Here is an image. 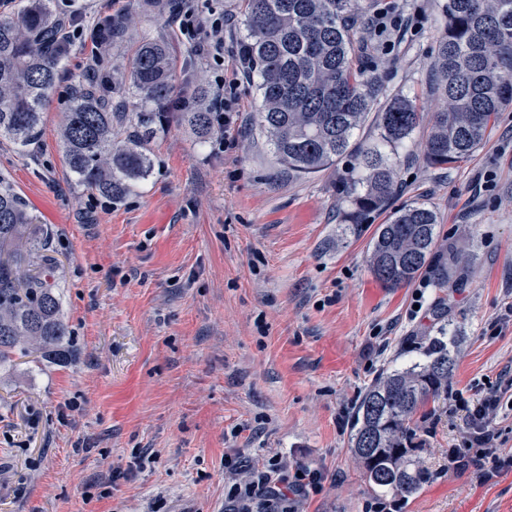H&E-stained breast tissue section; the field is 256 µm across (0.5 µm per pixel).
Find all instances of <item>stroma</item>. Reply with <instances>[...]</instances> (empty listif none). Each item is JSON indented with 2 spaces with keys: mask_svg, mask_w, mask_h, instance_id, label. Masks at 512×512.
<instances>
[{
  "mask_svg": "<svg viewBox=\"0 0 512 512\" xmlns=\"http://www.w3.org/2000/svg\"><path fill=\"white\" fill-rule=\"evenodd\" d=\"M175 0H56L83 28L61 63L28 149L0 140V176L26 202L53 262L73 357L0 368V512H226L229 487L254 467L320 471L296 512H365L376 495L351 451V421L382 373L424 361L428 337L455 341L447 394L416 414L429 471L398 512H512V468L491 481L448 467L469 434L465 405L499 389L494 424L512 457V107L486 143L452 169L427 165L417 129L398 169L392 209L346 224L336 184L354 165L299 177L256 127L255 82L238 89L230 133L198 140L170 121L147 144V181L112 200L69 171L58 131L85 73L100 16L129 23L106 53L110 75L143 35L170 40L178 111L194 82L232 81L243 28L224 33V62L194 57L172 22ZM444 0H401L411 26L393 51H364L381 100L415 93L438 104L430 55ZM423 202L439 242L470 258L463 284L430 271L387 288L369 266L393 208ZM240 467L225 468V456Z\"/></svg>",
  "mask_w": 512,
  "mask_h": 512,
  "instance_id": "stroma-1",
  "label": "stroma"
}]
</instances>
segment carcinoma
I'll return each instance as SVG.
<instances>
[{"label":"carcinoma","instance_id":"cac0c4a2","mask_svg":"<svg viewBox=\"0 0 512 512\" xmlns=\"http://www.w3.org/2000/svg\"><path fill=\"white\" fill-rule=\"evenodd\" d=\"M243 8L238 50L257 74L256 120L278 163L312 176L354 153L357 166L339 187L348 204L345 221L360 224L389 207L398 193L400 151L421 113L417 96L403 91L378 105L377 83L355 57L353 17L360 0H244ZM443 16L430 62L434 94L442 101L429 119L426 161L434 168L470 158L498 112L512 105V0H445ZM64 24L54 0H22L0 16L1 140L25 149L39 139L65 54L59 38ZM127 29L125 21L104 23L100 47L111 48ZM175 82L167 43L144 38L115 88L138 111H112V94L102 93L95 77L72 85L59 141L78 183L112 200L150 175L146 144L169 122ZM194 97L200 105L178 116L204 141L215 131V115L202 105L204 85L194 87ZM123 120L134 133L119 141L114 127ZM366 126L374 137L361 146L355 139ZM437 222L432 208L414 202L379 225L369 259L375 278L398 288L429 269L436 284L447 287L463 257L439 249ZM30 226L22 198L0 177V367L17 355L57 363L71 358L56 285L25 268V255L39 248ZM445 335L442 328L430 339L424 361L382 374L353 415L352 452L374 491L409 498L427 480L414 457V417L429 399L448 392L453 361Z\"/></svg>","mask_w":512,"mask_h":512}]
</instances>
